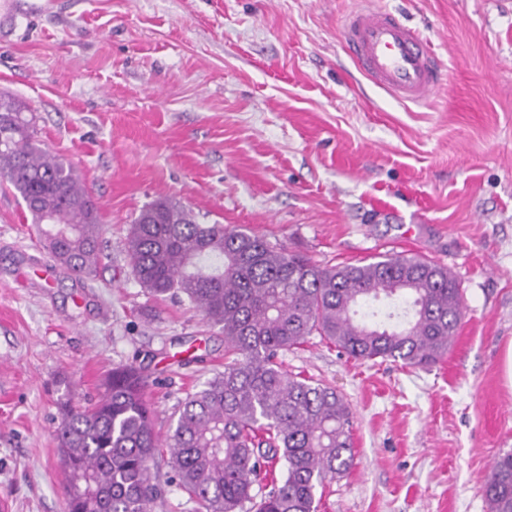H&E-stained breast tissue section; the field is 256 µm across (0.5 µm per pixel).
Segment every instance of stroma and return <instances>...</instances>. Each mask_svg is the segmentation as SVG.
Returning <instances> with one entry per match:
<instances>
[{
	"mask_svg": "<svg viewBox=\"0 0 512 512\" xmlns=\"http://www.w3.org/2000/svg\"><path fill=\"white\" fill-rule=\"evenodd\" d=\"M360 0H55L0 13V94L36 115L106 226L97 276L55 267L0 182V504L67 512L64 403L112 368L147 376L168 437L224 369V336L133 279L129 224L169 198L322 265L419 253L458 281L450 352L427 369L353 359L313 335L282 357L352 412L355 460L318 512H489L512 448V0H375L419 29L447 75L427 103L371 85L340 31ZM385 195L389 210L373 208ZM424 197L417 209L414 196ZM154 512H194L168 452ZM483 495L490 512H512V449L494 460L483 482Z\"/></svg>",
	"mask_w": 512,
	"mask_h": 512,
	"instance_id": "1",
	"label": "stroma"
}]
</instances>
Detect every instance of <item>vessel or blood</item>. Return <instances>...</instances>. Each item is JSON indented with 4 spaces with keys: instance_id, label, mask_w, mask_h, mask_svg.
Listing matches in <instances>:
<instances>
[{
    "instance_id": "obj_1",
    "label": "vessel or blood",
    "mask_w": 512,
    "mask_h": 512,
    "mask_svg": "<svg viewBox=\"0 0 512 512\" xmlns=\"http://www.w3.org/2000/svg\"><path fill=\"white\" fill-rule=\"evenodd\" d=\"M344 41L365 77L401 101L423 102L446 82L418 34L390 12L349 16Z\"/></svg>"
}]
</instances>
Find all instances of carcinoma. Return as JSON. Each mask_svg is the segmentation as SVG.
Returning a JSON list of instances; mask_svg holds the SVG:
<instances>
[{
    "mask_svg": "<svg viewBox=\"0 0 512 512\" xmlns=\"http://www.w3.org/2000/svg\"><path fill=\"white\" fill-rule=\"evenodd\" d=\"M27 111L0 95V181L20 195L61 267L92 277L99 208L74 169L38 142ZM127 255L150 296L182 297L221 327L224 371L185 398L164 441L147 380L132 365L112 370L97 401L64 404L56 435L71 512H153L162 447L196 512H317L318 489L353 464L351 411L336 389L289 374L280 357L317 334L357 360L423 368L448 351L462 315L452 272L418 254L321 266L251 231L203 224L171 199L141 209ZM381 299L392 310H363ZM263 482L266 493L255 490ZM483 495L490 512H512V449L494 460Z\"/></svg>",
    "mask_w": 512,
    "mask_h": 512,
    "instance_id": "carcinoma-1",
    "label": "carcinoma"
}]
</instances>
